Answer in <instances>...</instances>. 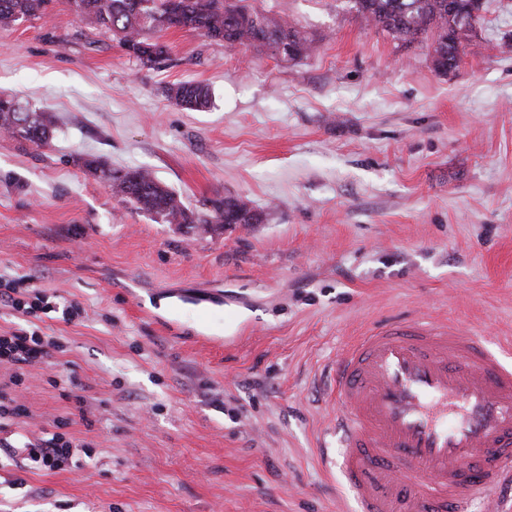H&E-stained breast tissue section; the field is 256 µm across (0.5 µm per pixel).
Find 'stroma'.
Wrapping results in <instances>:
<instances>
[{
    "label": "stroma",
    "mask_w": 512,
    "mask_h": 512,
    "mask_svg": "<svg viewBox=\"0 0 512 512\" xmlns=\"http://www.w3.org/2000/svg\"><path fill=\"white\" fill-rule=\"evenodd\" d=\"M250 4L297 23L311 56L170 30L168 60L143 66L79 35L63 0L0 31V94L58 118L44 148L0 136V277L80 309L67 323L0 301V334L62 344L10 386L26 415L0 443L59 425L93 458L49 472L0 446V512H355L319 455L349 342L452 324L512 364V0H487L445 74L348 0ZM186 81L210 86L209 109L168 99ZM87 154L269 219L155 223Z\"/></svg>",
    "instance_id": "35a3bbf8"
}]
</instances>
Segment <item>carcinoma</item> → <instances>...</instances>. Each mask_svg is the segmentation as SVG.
<instances>
[{"instance_id": "cac0c4a2", "label": "carcinoma", "mask_w": 512, "mask_h": 512, "mask_svg": "<svg viewBox=\"0 0 512 512\" xmlns=\"http://www.w3.org/2000/svg\"><path fill=\"white\" fill-rule=\"evenodd\" d=\"M54 0H0V29L23 20L51 16ZM171 0H67L81 31L110 35L124 53L143 65L167 57L160 46L164 29L153 23ZM194 16V31L224 47L252 45L274 58L301 62L310 57L312 41L288 19L253 9L247 0H185ZM473 0H349L350 9L368 25L382 29L402 44L426 41L434 69L442 74L458 67L464 43L474 28L464 29L458 16L470 13ZM167 96L176 104L200 111L211 102L210 89L195 82L175 84ZM56 117L0 95V128L10 137L37 148L50 144ZM121 203L148 214L158 224H200L206 231L232 224H260L263 213L243 196H216L200 208L186 205L176 192L145 168L114 169L100 156L82 159Z\"/></svg>"}]
</instances>
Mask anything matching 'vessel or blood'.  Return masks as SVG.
I'll return each instance as SVG.
<instances>
[{"instance_id": "vessel-or-blood-1", "label": "vessel or blood", "mask_w": 512, "mask_h": 512, "mask_svg": "<svg viewBox=\"0 0 512 512\" xmlns=\"http://www.w3.org/2000/svg\"><path fill=\"white\" fill-rule=\"evenodd\" d=\"M331 396L357 512H460L512 488V366L475 337L373 328L338 358Z\"/></svg>"}]
</instances>
